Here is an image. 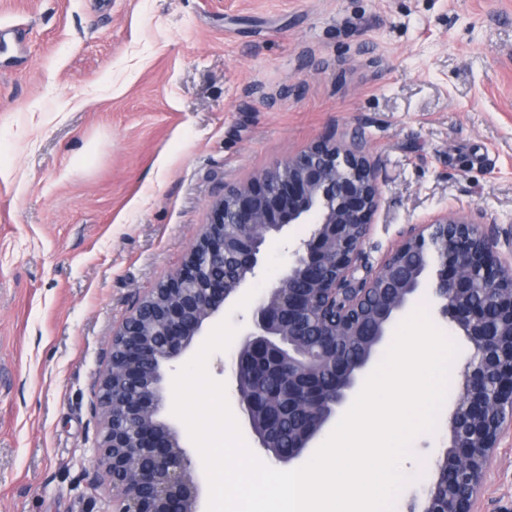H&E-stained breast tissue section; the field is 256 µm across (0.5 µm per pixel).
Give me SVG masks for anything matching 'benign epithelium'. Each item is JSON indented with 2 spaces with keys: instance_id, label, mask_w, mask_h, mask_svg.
Here are the masks:
<instances>
[{
  "instance_id": "benign-epithelium-1",
  "label": "benign epithelium",
  "mask_w": 512,
  "mask_h": 512,
  "mask_svg": "<svg viewBox=\"0 0 512 512\" xmlns=\"http://www.w3.org/2000/svg\"><path fill=\"white\" fill-rule=\"evenodd\" d=\"M376 165L366 144L323 138L288 161L224 189L182 266L143 298L112 336L97 402L104 413L98 464L113 489L112 512H200V485L175 427L160 419L163 366L256 276L267 238L311 224L283 275L252 307L233 371L240 385L288 366L283 399L294 423L288 464L336 416L360 383L390 324L420 297L463 332L472 354L449 421L450 446L421 512H473L492 450L512 415V269L494 228L480 217L440 213L413 226L373 272L355 278L378 206ZM241 243L240 268L224 275L226 229ZM353 336L358 355L337 340ZM257 447L272 440L264 394L239 398Z\"/></svg>"
}]
</instances>
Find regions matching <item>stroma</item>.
I'll use <instances>...</instances> for the list:
<instances>
[{
	"mask_svg": "<svg viewBox=\"0 0 512 512\" xmlns=\"http://www.w3.org/2000/svg\"><path fill=\"white\" fill-rule=\"evenodd\" d=\"M366 142L376 269L412 225L478 213L512 259V0H0V512H112L96 402L113 334L225 187L312 142ZM293 224L224 313L246 327ZM446 413L393 512H420ZM477 512H512V426Z\"/></svg>",
	"mask_w": 512,
	"mask_h": 512,
	"instance_id": "stroma-1",
	"label": "stroma"
}]
</instances>
